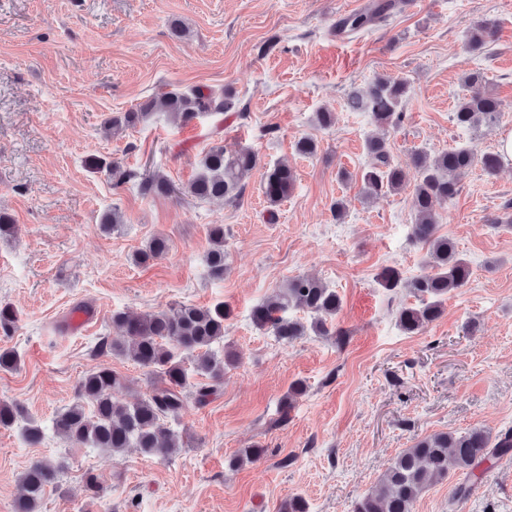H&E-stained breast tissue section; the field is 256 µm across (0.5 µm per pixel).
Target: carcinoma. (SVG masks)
<instances>
[{
    "label": "carcinoma",
    "mask_w": 512,
    "mask_h": 512,
    "mask_svg": "<svg viewBox=\"0 0 512 512\" xmlns=\"http://www.w3.org/2000/svg\"><path fill=\"white\" fill-rule=\"evenodd\" d=\"M396 7L394 0H376L360 14L342 18L336 29L357 33L368 25L386 18ZM493 27L487 22L476 23L467 39L472 53H481L493 41ZM466 94L459 100L452 119L461 127L476 128L499 121V101L486 88L484 75L469 71L464 77ZM408 83L402 78L376 77L366 89L353 91L348 107L353 112H369L380 133L369 137L366 150L371 166L363 174L365 194L369 197L398 192L407 183L406 170L391 157L387 133L401 126L408 94ZM237 112L235 99L223 92L200 88L190 91H170L159 98L152 97L134 110L121 112L104 122L108 135L133 129L155 112H164L172 120L189 125L208 112ZM494 174L503 165L500 154L487 152L476 158L467 148H453L434 155L424 151L414 153L411 162L418 177L411 197L414 224L412 241L427 249L430 271L415 277L407 287L419 298V304L401 308L397 321L408 334H419L437 320L444 311L448 294L464 287L471 276L469 262L454 244L438 235L436 206L452 201L459 193L458 177L475 162ZM261 163L259 154L246 148L227 153L214 145L202 156L200 171L185 186L184 194L198 201L236 199L244 190V177ZM89 167L105 171L114 185L134 182L145 196H168L175 187L167 176L149 172L140 174L123 168L117 162L100 157L90 159ZM295 184L294 171L283 164L266 170L263 193L267 201L277 205L288 198ZM211 249L205 263L214 278L224 277V225L209 228ZM169 250L168 239L155 236L134 254V262L147 266ZM341 307L335 289L305 277H297L277 289L251 314L253 326L264 334L288 344L303 336L332 335L333 319ZM292 309H302L311 315L305 324L288 316ZM230 310L219 302L209 307L180 304L158 311L132 316L124 311L112 313V326L122 337L101 343V354L124 357L150 369L164 383L145 399L133 403L116 400L112 393L125 384L114 369L103 365L86 374L80 381L77 401L58 411L52 420L53 431L71 448H103L114 455L128 448H138L148 456L166 458L180 447L182 437L169 428L166 421L184 409L186 389L193 387L195 403L203 406L215 395L226 369L238 364L239 356L232 348L219 355L212 345L224 340L225 322ZM17 351L0 349V371L12 372L20 367ZM200 377L193 384L190 378ZM23 413L17 403L0 401V427H10ZM512 451V428L494 437L483 428L461 433L437 432L417 440L400 452L388 465L378 485L359 498L353 512H413L422 492L448 477V464L468 476L484 473V465ZM266 453L260 445L240 448L229 459V467L253 463ZM64 463L37 460L20 478L23 494L17 512H38L47 488L56 487Z\"/></svg>",
    "instance_id": "1"
}]
</instances>
